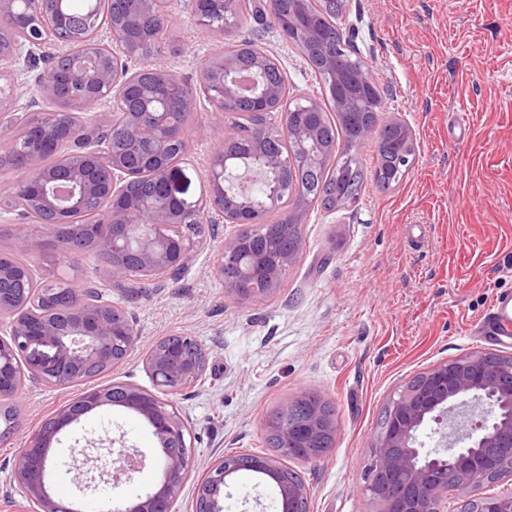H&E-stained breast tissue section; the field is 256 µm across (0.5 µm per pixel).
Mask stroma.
<instances>
[{"label": "stroma", "mask_w": 512, "mask_h": 512, "mask_svg": "<svg viewBox=\"0 0 512 512\" xmlns=\"http://www.w3.org/2000/svg\"><path fill=\"white\" fill-rule=\"evenodd\" d=\"M177 49L152 67L197 80L224 38L198 25L190 0H172ZM353 52L374 75L382 120L410 125L416 157L397 189L367 185L347 210L305 214L302 248L263 299L237 297L215 273L225 237L236 227L205 225L202 243L175 280H143L129 308L137 342L104 383L152 389L145 359L162 338L190 335L206 368L197 382L170 394L188 424L192 467L173 503L191 512L196 481L222 453L268 454V416L303 392L336 409V439L321 460H288L310 489V512H370L363 494L366 450L382 408L402 386L435 364L512 345L482 341L472 330L496 293L512 290V0H348L343 16ZM239 38L257 41L280 69L294 99L320 95L303 54L245 17ZM187 121L188 150L179 163L197 200L223 113L204 95ZM94 254L56 264V276L94 281L107 299L122 295ZM79 387L27 385L20 428L0 445V512H24L13 458L28 432L79 394ZM123 436L148 464L134 481L103 486L93 504L142 495L157 479L150 427L120 407L83 416L62 433L63 445L103 432ZM226 512H274L275 484L238 472Z\"/></svg>", "instance_id": "1"}]
</instances>
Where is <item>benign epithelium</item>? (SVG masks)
<instances>
[{"label":"benign epithelium","mask_w":512,"mask_h":512,"mask_svg":"<svg viewBox=\"0 0 512 512\" xmlns=\"http://www.w3.org/2000/svg\"><path fill=\"white\" fill-rule=\"evenodd\" d=\"M16 0H0V30L17 28ZM33 25L26 41L0 42V61L11 62L27 50L32 56L46 45L69 47L53 57L64 60L70 90L63 94L56 83H45L39 76L34 82L41 97L59 99L83 111L101 99L103 91L113 100L124 101L136 74L122 71L133 59L131 48L137 40L139 16L130 10L123 25L111 28L112 42H95L94 48L79 53L72 49L74 39L64 36L68 17L61 7L47 10L42 0H27ZM221 64L208 74L206 96L212 107L224 111L229 95L273 98L281 90L264 87L253 95L267 54L254 52V63L243 71L236 58L220 51ZM14 89H0V132L21 142L25 148L24 172L17 188L22 198L12 207L20 217L48 213L54 223L39 224L19 236L15 251L31 252L64 249L71 255L85 250L82 238L57 236V228L69 224L65 216L74 214L95 199L113 201L122 196L128 181L139 176V160L149 161L151 175L162 186L161 195L134 209L113 204L99 210L97 223L112 225L107 246L116 259L127 254L136 257L132 270L153 275H177L190 261L198 239L185 231L188 224L208 223L209 214H222L226 222L238 225L234 235L224 239L216 261V274L224 277V258L242 252L258 239L251 229L263 223L255 212L244 210L237 215L224 212V185L232 180L229 155L224 147L235 141L237 132L224 127L218 146L211 156L208 181L209 199L202 205L182 199L185 210L174 208L171 201L185 190L177 174L178 161L170 146H182L187 152L183 127L167 120V105L154 106L155 88L139 87L146 103L140 112H127L123 148L99 139V133L83 123L70 128L66 136L53 126L37 125L26 112L11 107ZM282 139L314 138L312 130L293 126L283 120L279 129ZM280 166L278 156L258 153L248 170L269 182ZM195 220H187L188 215ZM16 269L0 264V318H10V338H0V408H16L17 394L29 383H48L65 387L84 379L83 369L90 364L122 362L133 347L135 327L132 317L117 302L103 299L93 302L83 289L75 288L70 304L60 315L50 309L32 314L26 302L6 293L5 280ZM271 276L251 285L247 296L260 299L278 284ZM146 367L165 391L173 393L197 380L204 361L191 359L173 346L157 343L151 350ZM295 401L287 400L276 412L272 428L286 454L297 453L306 460L320 459L329 453L316 447L324 434H335V423L324 418L320 406L312 407L307 418H292ZM121 407L144 420L152 429L160 448L157 465L160 478L152 491L125 499L108 512H172L174 497L188 477L190 453L186 444L187 427L176 407L154 393L130 384L99 386L59 408L50 428L32 430L13 459L15 479L26 492L28 512H78L73 502L62 503L49 491L48 476L63 470L82 494L94 492L99 485L114 489L130 482L142 468L143 460L134 449L115 447L116 440L100 436L86 440V447L72 448L68 458L53 451L59 435L84 415L103 407ZM437 424L436 447L425 449L419 435L429 423ZM370 464L365 494L372 512H442L441 503L450 485L460 481L469 489L478 488L512 472V360L496 352H481L463 361L448 360L423 373L417 383H410L390 399L384 427L367 448ZM251 466L276 484L278 512H310L308 487L301 479H280L284 465L268 456H255ZM238 466L218 457L197 480L193 512H224L225 489L230 486ZM462 512H512V491L480 496Z\"/></svg>","instance_id":"obj_1"}]
</instances>
